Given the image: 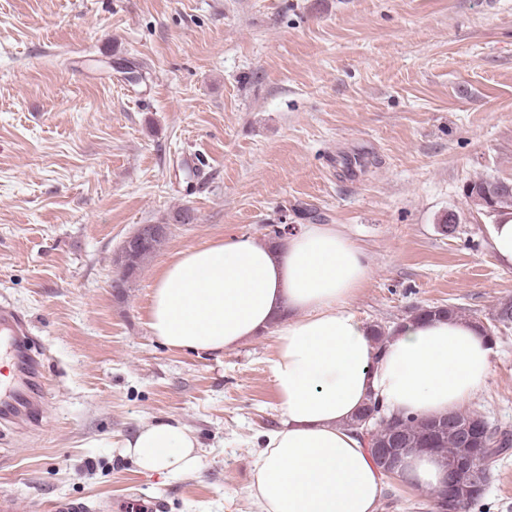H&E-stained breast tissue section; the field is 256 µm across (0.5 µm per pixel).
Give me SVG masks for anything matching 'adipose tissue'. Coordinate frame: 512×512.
<instances>
[{
	"label": "adipose tissue",
	"mask_w": 512,
	"mask_h": 512,
	"mask_svg": "<svg viewBox=\"0 0 512 512\" xmlns=\"http://www.w3.org/2000/svg\"><path fill=\"white\" fill-rule=\"evenodd\" d=\"M369 277L336 225L308 224L279 243L231 237L187 249L155 279L147 325L169 348L220 354L274 333L282 422L252 462L259 512H377L387 477L349 421L372 399L392 416L440 417L488 384L492 343L460 317L405 320L376 352L351 309ZM121 446L146 475L201 465L196 435L178 420L141 425ZM395 476L410 490L440 489L448 468L413 449Z\"/></svg>",
	"instance_id": "obj_1"
}]
</instances>
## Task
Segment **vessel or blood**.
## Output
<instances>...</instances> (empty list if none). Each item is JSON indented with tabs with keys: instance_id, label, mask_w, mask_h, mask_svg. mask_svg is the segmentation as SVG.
<instances>
[{
	"instance_id": "obj_1",
	"label": "vessel or blood",
	"mask_w": 512,
	"mask_h": 512,
	"mask_svg": "<svg viewBox=\"0 0 512 512\" xmlns=\"http://www.w3.org/2000/svg\"><path fill=\"white\" fill-rule=\"evenodd\" d=\"M32 342L26 317L0 306V362L10 365L7 378L0 379V420L19 424L36 418L33 392L43 383V363L33 354Z\"/></svg>"
}]
</instances>
